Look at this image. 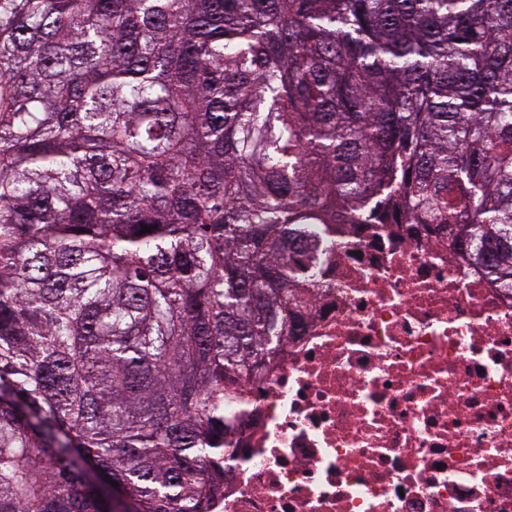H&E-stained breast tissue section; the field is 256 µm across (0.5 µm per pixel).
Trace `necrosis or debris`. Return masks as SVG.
I'll return each instance as SVG.
<instances>
[{"label": "necrosis or debris", "mask_w": 512, "mask_h": 512, "mask_svg": "<svg viewBox=\"0 0 512 512\" xmlns=\"http://www.w3.org/2000/svg\"><path fill=\"white\" fill-rule=\"evenodd\" d=\"M210 512H512V290L422 224H323Z\"/></svg>", "instance_id": "1"}]
</instances>
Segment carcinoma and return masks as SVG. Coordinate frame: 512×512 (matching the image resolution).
Returning <instances> with one entry per match:
<instances>
[{"instance_id": "cac0c4a2", "label": "carcinoma", "mask_w": 512, "mask_h": 512, "mask_svg": "<svg viewBox=\"0 0 512 512\" xmlns=\"http://www.w3.org/2000/svg\"><path fill=\"white\" fill-rule=\"evenodd\" d=\"M309 224L512 287V0H0V512H206Z\"/></svg>"}]
</instances>
